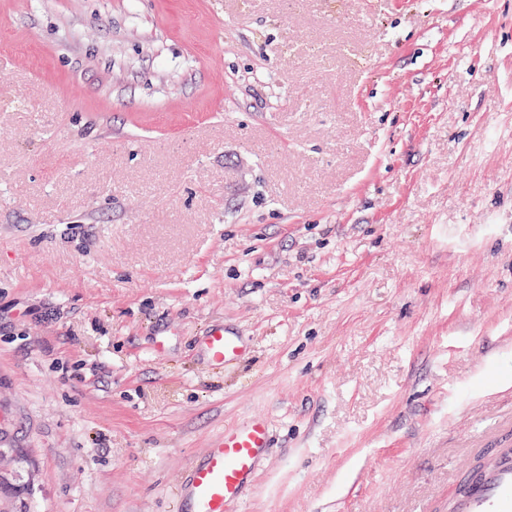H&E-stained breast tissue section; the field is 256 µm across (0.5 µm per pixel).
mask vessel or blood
<instances>
[{
    "mask_svg": "<svg viewBox=\"0 0 512 512\" xmlns=\"http://www.w3.org/2000/svg\"><path fill=\"white\" fill-rule=\"evenodd\" d=\"M199 346L209 364L219 368L233 366L249 351L246 339L220 323L209 325ZM271 442L264 416L225 426L175 485L177 512H239ZM448 512H512V443L494 448L463 474Z\"/></svg>",
    "mask_w": 512,
    "mask_h": 512,
    "instance_id": "obj_1",
    "label": "vessel or blood"
}]
</instances>
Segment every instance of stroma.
Returning a JSON list of instances; mask_svg holds the SVG:
<instances>
[{
    "label": "stroma",
    "instance_id": "1",
    "mask_svg": "<svg viewBox=\"0 0 512 512\" xmlns=\"http://www.w3.org/2000/svg\"><path fill=\"white\" fill-rule=\"evenodd\" d=\"M254 414L242 512H448L512 416V0H0V512ZM201 352L212 367L227 368L238 363L249 351V343L242 336L230 332L222 323H213L200 336Z\"/></svg>",
    "mask_w": 512,
    "mask_h": 512
}]
</instances>
